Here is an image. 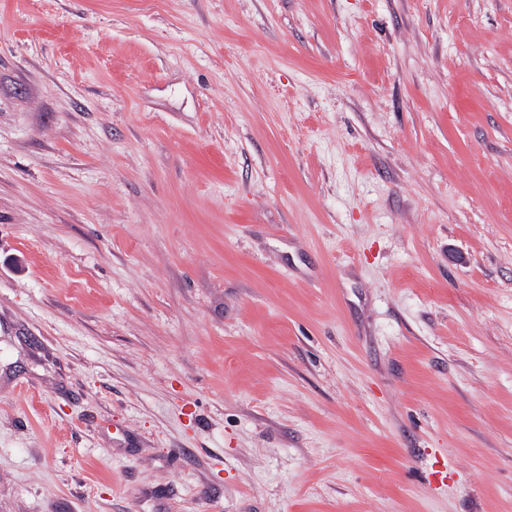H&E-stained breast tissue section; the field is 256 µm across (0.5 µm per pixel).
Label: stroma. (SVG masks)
I'll list each match as a JSON object with an SVG mask.
<instances>
[{"label":"stroma","mask_w":512,"mask_h":512,"mask_svg":"<svg viewBox=\"0 0 512 512\" xmlns=\"http://www.w3.org/2000/svg\"><path fill=\"white\" fill-rule=\"evenodd\" d=\"M0 512H512V0H0Z\"/></svg>","instance_id":"stroma-1"}]
</instances>
